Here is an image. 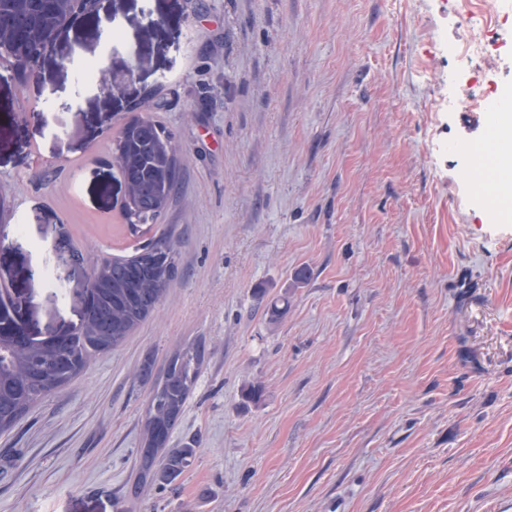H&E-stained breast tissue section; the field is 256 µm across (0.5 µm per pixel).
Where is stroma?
I'll return each instance as SVG.
<instances>
[{
    "label": "stroma",
    "mask_w": 512,
    "mask_h": 512,
    "mask_svg": "<svg viewBox=\"0 0 512 512\" xmlns=\"http://www.w3.org/2000/svg\"><path fill=\"white\" fill-rule=\"evenodd\" d=\"M109 16L117 43L82 14L35 77L0 62V190L24 228L0 245V288L42 333L78 320V276L35 274L58 254L128 258L166 230L179 274L0 433V512H512V222L449 149L484 141L480 108H448L459 72L512 96V0L467 70L458 0H110ZM101 54L134 70L122 92L77 82ZM63 89L70 110L45 111ZM148 93L182 171L134 236L107 160ZM190 340L206 362L170 445L193 464L128 506L151 389L132 375Z\"/></svg>",
    "instance_id": "1"
}]
</instances>
